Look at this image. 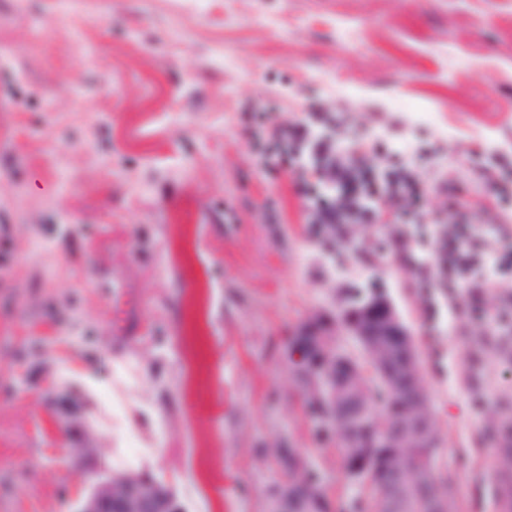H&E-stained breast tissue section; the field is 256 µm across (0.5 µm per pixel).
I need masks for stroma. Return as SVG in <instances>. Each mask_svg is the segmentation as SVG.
<instances>
[{"label":"stroma","instance_id":"35a3bbf8","mask_svg":"<svg viewBox=\"0 0 512 512\" xmlns=\"http://www.w3.org/2000/svg\"><path fill=\"white\" fill-rule=\"evenodd\" d=\"M312 100L336 138L405 147L448 183L430 210L462 197L486 230L482 168L512 170V0H0V512H71L144 470L185 512H267L283 441L357 499L288 338L373 290L411 330L462 512H498L484 432L512 411V334L486 330L512 271L461 322L412 285L401 201L380 224L310 223L241 118L271 104L290 124ZM191 336L208 374L190 422Z\"/></svg>","mask_w":512,"mask_h":512}]
</instances>
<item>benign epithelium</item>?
Masks as SVG:
<instances>
[{"label":"benign epithelium","mask_w":512,"mask_h":512,"mask_svg":"<svg viewBox=\"0 0 512 512\" xmlns=\"http://www.w3.org/2000/svg\"><path fill=\"white\" fill-rule=\"evenodd\" d=\"M350 336L364 352L375 358L383 381L393 398L392 425L376 427L370 416L366 391L356 384V357L342 351L336 339ZM295 371L309 375L324 394L334 414H317V426L361 447L396 448L406 453L416 441L436 436L435 423L426 399L418 395L421 375L419 356L412 334L394 302L384 293L371 292L336 310V317L302 324L288 343ZM346 465L355 476L370 467L365 455L355 452ZM417 493L408 481L407 469L393 467L383 512H407ZM181 512L171 489L149 476L100 480L78 501L74 512ZM301 491L286 487L277 492L274 512H302Z\"/></svg>","instance_id":"7a95c632"}]
</instances>
